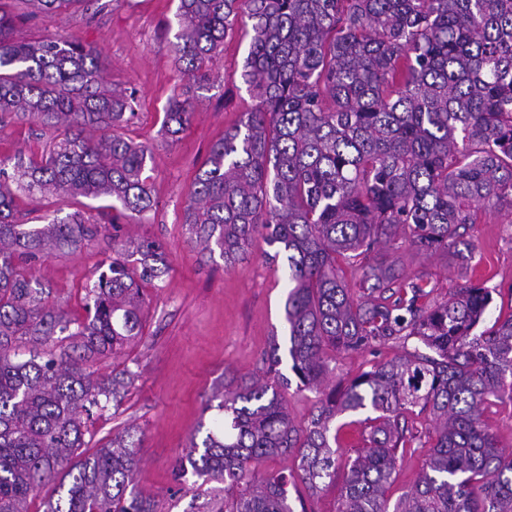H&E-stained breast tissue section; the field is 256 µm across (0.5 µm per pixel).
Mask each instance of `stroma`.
<instances>
[{
	"mask_svg": "<svg viewBox=\"0 0 512 512\" xmlns=\"http://www.w3.org/2000/svg\"><path fill=\"white\" fill-rule=\"evenodd\" d=\"M15 17L17 37L37 40L68 36L100 50L102 74L108 83L135 93V117L126 133L153 151L145 175L155 200L153 210L115 217L108 198H78L60 202L40 195L19 194L16 218L23 224H41L56 214L83 210L99 224L118 222L117 235L157 241L165 261L159 277L142 283L145 296L142 334L115 355H94L84 362L97 381L131 372L120 402L108 403L88 423L91 447L107 443L112 435L131 431L143 438L142 461L136 490L150 499L156 512H193L191 495L177 492L175 462L185 456L198 426H211L215 416L206 403L225 375L248 379L266 371L267 351L279 343L280 370L290 380L284 395L294 423L306 425L316 407V394L291 377L284 301L288 292L285 256H273L262 237H255L246 253L225 265L219 253L201 250L191 240L184 222L189 189L201 171L211 145L232 127L253 100L240 73L250 38L242 30L224 43V51L210 64L208 77L197 94L203 105L178 137H168L162 122L168 99L185 83L173 51L178 0H90L78 9L56 14L33 13L26 0H1ZM41 126L29 118H15L0 132V161L17 153H40ZM107 234L76 248H59L37 261L32 273L48 294L51 305L70 317L85 318V289L98 271L112 260L113 242ZM467 238L473 244L467 279L494 288L484 326L512 314V207L481 214ZM405 279L420 280L430 300L447 298L460 278L444 253L421 255L398 251ZM389 343L358 353L337 355L334 381L343 383L371 365L398 354ZM365 412L338 415L340 427L336 482L318 491L289 487L290 498H302L307 512H335L345 477V464L363 447ZM423 443L398 461L391 499L411 486L434 441L429 413L412 418Z\"/></svg>",
	"mask_w": 512,
	"mask_h": 512,
	"instance_id": "1",
	"label": "stroma"
}]
</instances>
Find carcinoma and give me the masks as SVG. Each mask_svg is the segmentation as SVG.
Returning a JSON list of instances; mask_svg holds the SVG:
<instances>
[{"label": "carcinoma", "instance_id": "carcinoma-1", "mask_svg": "<svg viewBox=\"0 0 512 512\" xmlns=\"http://www.w3.org/2000/svg\"><path fill=\"white\" fill-rule=\"evenodd\" d=\"M45 15L81 0H29ZM174 52L188 85L163 126L175 136L201 105L193 87L229 32L251 30L241 77L253 108L214 142L185 208L188 231L232 263L261 235L287 253L284 302L291 370L321 389L329 353L414 341L411 351L322 394L304 427L288 414L272 342L265 378L224 379V412L175 469L224 485L207 512H296L288 484L315 491L336 478V415L371 409L366 446L347 465L337 512H512V455L481 421L512 398V314L477 331L495 289L465 281L425 305L386 246L448 253L462 269V229L479 210L512 206V0H179ZM0 10V128L28 116L49 131L40 154L0 167V512H155L134 491L139 445L129 432L89 449L87 421L116 395L70 353L17 359L23 340L46 345L73 324L16 260L76 246L102 225L75 211L36 227L17 223L18 193L109 197L142 214L151 151L121 133L134 96L104 82L101 53L65 38L15 37ZM353 258L368 294L353 298L337 264ZM160 247L142 240L112 257L87 289L72 350L118 353L142 331L139 282L162 273ZM436 422L426 466L395 503L398 454L417 439L406 415ZM291 456L286 474L260 470Z\"/></svg>", "mask_w": 512, "mask_h": 512}]
</instances>
